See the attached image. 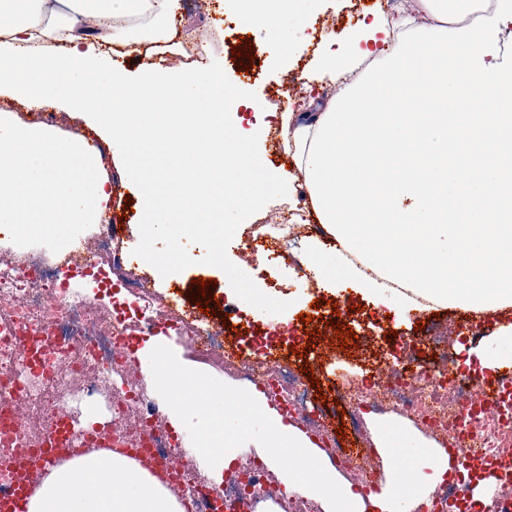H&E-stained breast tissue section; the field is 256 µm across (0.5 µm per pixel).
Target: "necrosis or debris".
<instances>
[{"instance_id":"1","label":"necrosis or debris","mask_w":512,"mask_h":512,"mask_svg":"<svg viewBox=\"0 0 512 512\" xmlns=\"http://www.w3.org/2000/svg\"><path fill=\"white\" fill-rule=\"evenodd\" d=\"M99 247L92 255L76 258L66 254L64 263H78L85 271L125 263L113 251L119 232L108 223L98 224ZM140 313L122 317L100 311L77 290L66 275L42 265L19 266L0 263V487L11 485L15 461L33 451L36 441H48L65 411L59 395L67 381L83 383L88 396L104 395L112 400V420H137L139 434L113 431L112 450L146 448L156 465L163 466L181 456L178 438L154 429L160 404L138 385L116 389L114 380L126 371L124 351L135 333L171 326L197 355H222L223 363L240 383L259 388L271 399L284 400L286 411L303 426L324 435L331 421L313 399L306 385L282 364L240 359L235 350H223L216 330L199 326L189 313L172 318L170 304L160 299L152 285H131ZM356 412L351 426L361 430L360 407L385 413L397 410L416 419L428 434L455 448L467 444L481 449L483 460L512 458V380L487 378L471 373L449 360L447 368L433 372L411 359L408 370L393 371L377 378L371 387H347ZM33 407L44 428L32 440L17 405ZM175 484L185 497L187 512H242L244 504L238 481L225 484L223 491L198 480L193 459L183 458Z\"/></svg>"}]
</instances>
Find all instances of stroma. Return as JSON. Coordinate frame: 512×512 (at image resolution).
<instances>
[{"label":"stroma","instance_id":"obj_1","mask_svg":"<svg viewBox=\"0 0 512 512\" xmlns=\"http://www.w3.org/2000/svg\"><path fill=\"white\" fill-rule=\"evenodd\" d=\"M299 17H288L280 29L288 37L287 52H279L266 31L261 30L245 16L225 11L221 0H178L174 18L178 39L195 54L198 64L211 72L223 76L225 83L240 87L248 98L265 104L270 112H323L336 104L335 93L325 92V84L315 78V53L326 32L344 30L373 16L384 14L396 18L395 10L389 9L385 0H302ZM115 60L130 74L138 75L142 66L159 63L180 72L184 66L177 53L168 51L163 43L135 42L134 46L116 45ZM301 76L310 84V91H294L291 79ZM0 116L8 118L23 128H44L64 137L79 136L84 143H99L105 174L112 183L110 209L122 214L127 227L119 242L125 253L140 247L143 236L139 210L138 185L128 168L122 142L113 137L110 130L94 126L88 114L61 112L46 106L40 109L27 108L22 102L0 97ZM253 151L262 155L270 171L283 179L281 191L265 195L252 214L250 222H241L235 206L224 209L223 221L235 226L236 231L221 242L223 261H215L205 239L191 234L159 237L148 243L152 257L146 262L128 264L129 277L144 278L155 285L160 295L170 293L172 283L183 286V295L193 298L195 279H209L206 286L207 302H218L217 318L225 319V343H234L239 335L242 321L252 322L263 330L279 325L283 311H290V328L305 331L299 318L318 311L326 315V308H315V300H328L360 312V319L345 317L344 325L350 326L358 338L356 347L350 352L341 351L338 344L318 342L309 350L307 357H298L303 340L294 345L283 346L280 352L282 363L300 373L309 390L322 387L327 391L325 406L329 411L348 408L347 400L339 399L336 391L337 376L363 387L373 383L386 367H406L410 355H417L424 365L438 368L446 359L463 358L474 349L490 359L512 352V347L503 343L497 328L501 317L491 314L470 315L468 310L448 303L429 304L418 302L406 311L384 306H373L353 289H341L336 285L322 283L305 288L297 276L296 264L306 256L310 238L297 233L300 224H312L316 216L312 205H295L297 181L303 172L293 166V157L283 148L279 127H271L266 138L256 140ZM288 224V232L277 241V249L286 257L285 264L266 268L258 256L245 248L252 225L264 221ZM238 275L261 286L268 297V304L242 307L228 299L224 292V281L229 275ZM76 288L86 297L102 306L124 313L129 311L131 297L123 279L110 270H102L95 277L77 279ZM475 318L481 326V335L475 343L465 339L464 324L467 318ZM156 338L168 345L184 365L210 374L216 379L234 384L229 370L216 363L195 358L181 345L175 330L157 337L152 331L138 334L127 364L126 378L139 384L146 391H153L154 383L149 365V355L142 347L146 340ZM321 357L322 364L314 372L305 369L306 358ZM63 405L68 416L77 423L86 425L95 419L110 416L109 404L103 399H91L81 383L73 382L63 388ZM367 446L373 451L371 466L352 472L342 470V477L360 487L363 493L381 492L391 472V454L375 449L377 430L383 422L399 425L410 434L418 429L412 421L399 412L382 417L363 410Z\"/></svg>","mask_w":512,"mask_h":512}]
</instances>
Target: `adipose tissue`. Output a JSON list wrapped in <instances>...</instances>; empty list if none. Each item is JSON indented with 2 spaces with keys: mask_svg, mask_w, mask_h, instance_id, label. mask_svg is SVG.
Returning <instances> with one entry per match:
<instances>
[{
  "mask_svg": "<svg viewBox=\"0 0 512 512\" xmlns=\"http://www.w3.org/2000/svg\"><path fill=\"white\" fill-rule=\"evenodd\" d=\"M177 0H77L60 13L51 0H0V90L30 106L64 101L92 111L119 134L141 193L144 236L190 226L221 239L230 201L248 214L279 188L264 158L244 150L265 127L239 131V108L263 112L220 77L174 74L148 65L138 79L107 66L109 47L129 39L131 22L150 17L156 32ZM296 0H224L267 32L278 29ZM472 0H419L397 19L412 35L386 48L378 15L328 35L318 68L337 86V107L280 115L284 149L304 173L330 244H313L307 267L320 281L352 286L373 302L400 288L468 310L512 308V0L473 23L441 27L448 9L470 12ZM53 52H46L47 43ZM381 60L370 79L356 78L360 58ZM182 159L180 176L164 181L157 164ZM373 275H366V268ZM401 429L382 427L379 450L394 449L393 487L369 495L376 512H408L453 469L444 448L420 441L419 455ZM111 474L112 487L101 485ZM29 512H182L155 474L110 450L52 468Z\"/></svg>",
  "mask_w": 512,
  "mask_h": 512,
  "instance_id": "ef3b65f1",
  "label": "adipose tissue"
}]
</instances>
